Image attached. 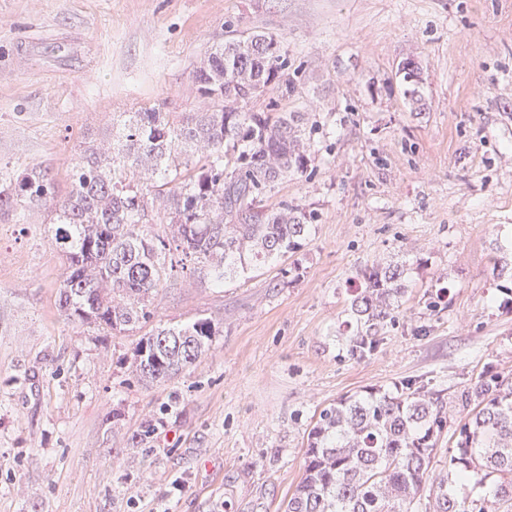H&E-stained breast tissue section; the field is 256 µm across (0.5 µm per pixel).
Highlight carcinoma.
<instances>
[{
    "mask_svg": "<svg viewBox=\"0 0 512 512\" xmlns=\"http://www.w3.org/2000/svg\"><path fill=\"white\" fill-rule=\"evenodd\" d=\"M283 67L270 34L217 45L195 74L206 109L127 113L108 145L80 149L62 199L39 168L0 165V218L35 205L51 214L67 263L58 299L67 318L123 333L154 318V295L178 267L190 262L222 285L301 250L316 215L292 202L263 205L279 181L307 166L301 117L244 109L257 97L252 89L275 84ZM150 209L171 226L170 237L144 234ZM405 273L402 263L357 273L351 355L377 347ZM214 335L209 317L156 326L136 347L138 376L171 379L210 349ZM449 405L459 419L442 476L430 469L447 425L438 392L408 380L322 409L285 512H512V379L486 371Z\"/></svg>",
    "mask_w": 512,
    "mask_h": 512,
    "instance_id": "cac0c4a2",
    "label": "carcinoma"
}]
</instances>
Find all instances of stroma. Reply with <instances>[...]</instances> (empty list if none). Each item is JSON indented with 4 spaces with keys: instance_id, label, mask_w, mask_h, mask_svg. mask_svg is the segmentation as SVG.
<instances>
[{
    "instance_id": "1",
    "label": "stroma",
    "mask_w": 512,
    "mask_h": 512,
    "mask_svg": "<svg viewBox=\"0 0 512 512\" xmlns=\"http://www.w3.org/2000/svg\"><path fill=\"white\" fill-rule=\"evenodd\" d=\"M256 31L279 40L288 85L248 107L302 113L313 145L265 203L314 211L312 236L249 280L159 288L157 322L209 317L217 334L146 383L145 328L60 312L49 210L0 219V512H281L330 403L406 380L447 402L482 372L512 378V279L492 260L512 241V0H0V162L65 196L80 146L124 112L200 111L201 61ZM377 261L410 275L358 359L347 308Z\"/></svg>"
}]
</instances>
